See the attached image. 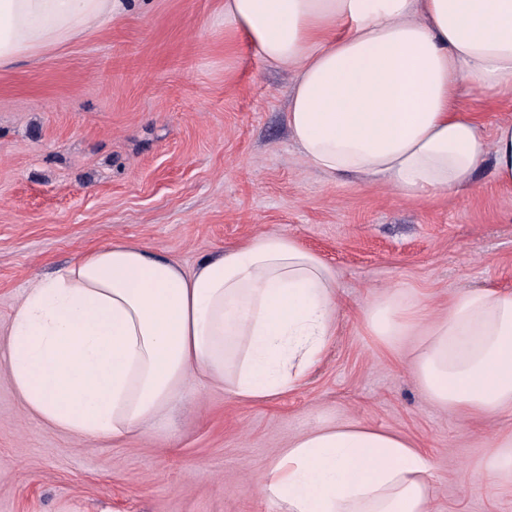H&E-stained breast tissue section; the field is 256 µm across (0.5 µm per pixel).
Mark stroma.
<instances>
[{"label":"stroma","instance_id":"stroma-1","mask_svg":"<svg viewBox=\"0 0 512 512\" xmlns=\"http://www.w3.org/2000/svg\"><path fill=\"white\" fill-rule=\"evenodd\" d=\"M296 75L268 67L224 22V0H131L79 42L0 68V330L35 278L115 241L193 270L265 231L334 271L336 336L307 378L243 402L183 392L146 435L76 439L27 415L0 375V512H284L260 481L296 435L355 422L428 458L432 512H512V479L482 461L512 419L435 406L414 378V337L376 346L364 310L382 292L447 309L453 294L512 290V188L483 165L465 193L408 199L331 179L287 128ZM485 134L512 96L462 91Z\"/></svg>","mask_w":512,"mask_h":512}]
</instances>
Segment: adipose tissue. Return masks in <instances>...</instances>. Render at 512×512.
<instances>
[{
  "instance_id": "obj_1",
  "label": "adipose tissue",
  "mask_w": 512,
  "mask_h": 512,
  "mask_svg": "<svg viewBox=\"0 0 512 512\" xmlns=\"http://www.w3.org/2000/svg\"><path fill=\"white\" fill-rule=\"evenodd\" d=\"M125 0H0V67L84 38ZM224 20L262 61L295 72L287 124L303 162L381 181L410 199L469 189L485 159L512 186V122L486 138L460 86L512 95V0H224ZM336 275L270 231L193 270L112 242L34 281L0 336L23 410L74 438L148 433L186 387L241 400L302 382L336 334ZM376 343L418 342L411 371L436 406L512 415V290L456 295L428 317L383 295L365 310ZM430 464L404 436L319 425L269 464L262 492L286 512H430Z\"/></svg>"
}]
</instances>
